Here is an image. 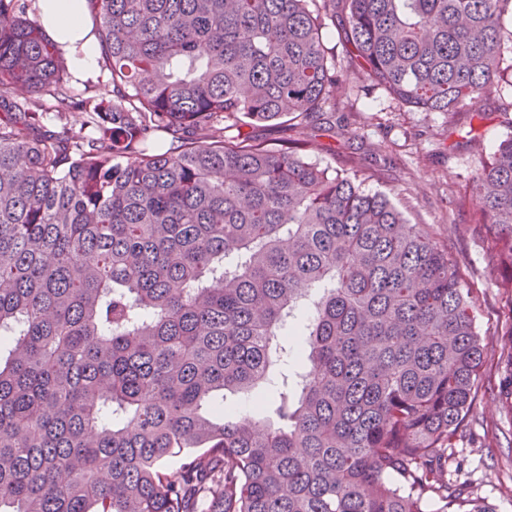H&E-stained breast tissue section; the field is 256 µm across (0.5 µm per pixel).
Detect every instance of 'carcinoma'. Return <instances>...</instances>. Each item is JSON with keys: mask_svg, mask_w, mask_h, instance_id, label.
Wrapping results in <instances>:
<instances>
[{"mask_svg": "<svg viewBox=\"0 0 512 512\" xmlns=\"http://www.w3.org/2000/svg\"><path fill=\"white\" fill-rule=\"evenodd\" d=\"M88 3L79 103L35 0H0V512H490L448 482L489 350L448 250L257 129H316L338 9L392 99L477 104L512 0ZM474 186L512 273L511 135ZM258 387L279 425L217 400ZM67 64H68L69 78L67 81L66 88H67L69 94L72 95L74 98L81 99V98H85V97L89 96L90 95V93H88V90H90L89 87L94 84H97L98 80H101V79L105 80L104 72L102 70V59L101 58L99 60L97 72L93 76H91L88 79L83 80V81H79L74 77V75L71 71V67H70L68 59H67Z\"/></svg>", "mask_w": 512, "mask_h": 512, "instance_id": "1", "label": "carcinoma"}]
</instances>
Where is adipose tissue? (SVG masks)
<instances>
[{
    "instance_id": "ef3b65f1",
    "label": "adipose tissue",
    "mask_w": 512,
    "mask_h": 512,
    "mask_svg": "<svg viewBox=\"0 0 512 512\" xmlns=\"http://www.w3.org/2000/svg\"><path fill=\"white\" fill-rule=\"evenodd\" d=\"M35 17L67 53L78 76L95 71L100 45L87 0H36Z\"/></svg>"
}]
</instances>
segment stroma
<instances>
[{
    "label": "stroma",
    "mask_w": 512,
    "mask_h": 512,
    "mask_svg": "<svg viewBox=\"0 0 512 512\" xmlns=\"http://www.w3.org/2000/svg\"><path fill=\"white\" fill-rule=\"evenodd\" d=\"M343 135L318 137L308 158L359 172L365 190L390 193L411 223L424 225L457 258L477 302V326L490 350L451 476L491 512H512V290L471 221L472 177L505 137L500 112L512 87L493 88L457 113L422 112L393 100L364 73L347 72L330 94Z\"/></svg>",
    "instance_id": "obj_1"
}]
</instances>
